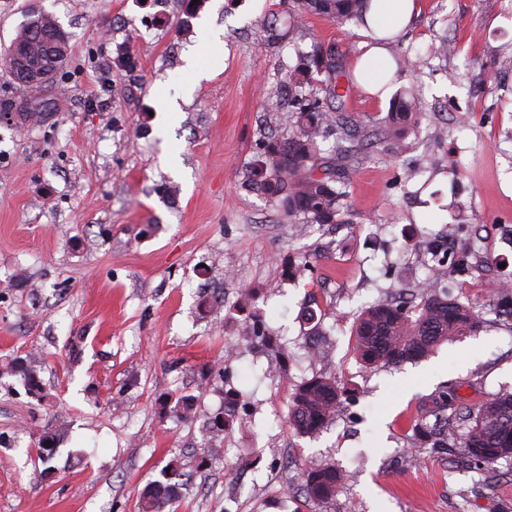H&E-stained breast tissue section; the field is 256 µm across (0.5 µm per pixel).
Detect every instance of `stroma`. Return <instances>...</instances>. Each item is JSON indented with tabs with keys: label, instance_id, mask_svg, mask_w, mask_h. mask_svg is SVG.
<instances>
[{
	"label": "stroma",
	"instance_id": "35a3bbf8",
	"mask_svg": "<svg viewBox=\"0 0 512 512\" xmlns=\"http://www.w3.org/2000/svg\"><path fill=\"white\" fill-rule=\"evenodd\" d=\"M183 2L0 0V52L35 4L70 37L45 111L0 122V362L41 351L44 393L0 375V512H140L171 462L190 481L170 512H512L511 465L478 471L418 429L448 393L473 411L512 392V327L485 302L488 282L512 280V73L481 78L512 56V0H417L390 89L413 91L419 125L400 154L355 149L346 223L302 233L245 168L289 128L265 109L282 72L315 43L358 56L356 23L311 15L297 31L285 0H207L188 20ZM448 223L469 270L449 261L445 294L483 324L366 367L358 311L419 298V250ZM257 314L287 358L247 340ZM316 376L336 380L340 408L298 435L289 404ZM231 388L223 457L200 467L202 423ZM171 393L195 396L194 421L162 409ZM61 422L43 463L37 443ZM309 458L348 474L319 504L297 475Z\"/></svg>",
	"mask_w": 512,
	"mask_h": 512
}]
</instances>
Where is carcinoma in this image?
Returning <instances> with one entry per match:
<instances>
[{
    "mask_svg": "<svg viewBox=\"0 0 512 512\" xmlns=\"http://www.w3.org/2000/svg\"><path fill=\"white\" fill-rule=\"evenodd\" d=\"M369 0H289L296 16V28L303 26L309 15H322L341 24L364 23L363 12ZM43 34L29 30L24 24L13 40L16 48L35 57L45 49L67 47L68 36L59 25L42 21ZM344 58L324 51L315 43L310 51L285 75L288 84V105L293 108L294 129L286 136H273L250 164L248 184L264 194L268 185L275 188L274 201L283 215L303 230L308 224H339L344 221L342 200L345 192L338 188L349 180L352 164H336L348 157L343 142L353 139L361 122L342 111L347 96ZM319 85L324 97L317 99L306 91ZM420 113L414 111V99L409 93H399L387 115L379 119L378 135L400 151L411 129L417 127ZM444 273L431 270L427 288L431 294L413 306L378 303L363 310L357 317L354 336L360 359L369 366L395 365L420 359L443 342L476 331L481 316L469 304L457 300H441L434 295L443 287ZM490 312L499 319L512 322V288L503 285L492 292ZM40 353L30 350L5 363L4 369L19 375L32 394L41 387L37 367ZM340 387L330 378L316 377L297 389L289 410V425L302 434H315L335 420ZM195 398L169 396L163 408L180 417H195ZM228 419L224 410L208 416L202 431L210 441L203 449L199 466L222 457L224 427ZM60 429L44 433L38 441V454L46 462L53 459ZM460 457L479 465H491L501 459L512 462V394L494 396L479 405L472 425L463 434L460 446L454 449ZM303 492L307 498L322 502L336 494L345 482L343 470L327 462L306 466L302 472ZM187 484L186 474L175 465L161 471V479L150 482L140 493L141 512H165L173 507Z\"/></svg>",
    "mask_w": 512,
    "mask_h": 512,
    "instance_id": "1",
    "label": "carcinoma"
}]
</instances>
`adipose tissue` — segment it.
Wrapping results in <instances>:
<instances>
[{"label":"adipose tissue","mask_w":512,"mask_h":512,"mask_svg":"<svg viewBox=\"0 0 512 512\" xmlns=\"http://www.w3.org/2000/svg\"><path fill=\"white\" fill-rule=\"evenodd\" d=\"M415 9V0H370L366 25L359 30L362 52L352 69L356 82L365 90L380 91L394 73L390 44L406 28Z\"/></svg>","instance_id":"adipose-tissue-1"}]
</instances>
